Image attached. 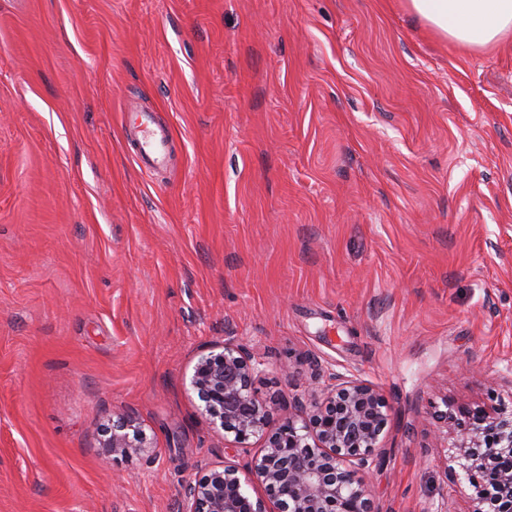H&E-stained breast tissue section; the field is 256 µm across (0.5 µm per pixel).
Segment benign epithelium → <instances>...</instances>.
I'll list each match as a JSON object with an SVG mask.
<instances>
[{
    "mask_svg": "<svg viewBox=\"0 0 512 512\" xmlns=\"http://www.w3.org/2000/svg\"><path fill=\"white\" fill-rule=\"evenodd\" d=\"M264 360L250 348L224 340L222 351L203 354L189 386L202 411L224 431V444L240 448L250 439L261 450L240 468L224 463L186 485L183 512H377L368 476L383 445L389 406L375 385L330 374L328 401L310 409L295 397L266 400L252 390ZM455 458L478 490L469 512H512V411L471 414ZM114 464L150 453L151 439L127 412L112 414L101 443ZM264 486L267 497L252 496L247 485Z\"/></svg>",
    "mask_w": 512,
    "mask_h": 512,
    "instance_id": "benign-epithelium-1",
    "label": "benign epithelium"
}]
</instances>
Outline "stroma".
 Returning a JSON list of instances; mask_svg holds the SVG:
<instances>
[{
  "mask_svg": "<svg viewBox=\"0 0 512 512\" xmlns=\"http://www.w3.org/2000/svg\"><path fill=\"white\" fill-rule=\"evenodd\" d=\"M228 336L260 397L379 387V512H469L432 414L512 408V36L406 0H0V512H181L258 453L189 387ZM116 412L151 455L103 464ZM154 125H157L154 114L148 111L131 115L130 126L138 129L135 132L122 121L131 154L141 170L146 172L166 166L169 159L171 134L168 130L154 129Z\"/></svg>",
  "mask_w": 512,
  "mask_h": 512,
  "instance_id": "1",
  "label": "stroma"
}]
</instances>
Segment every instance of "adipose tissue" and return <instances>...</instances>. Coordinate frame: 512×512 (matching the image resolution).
Wrapping results in <instances>:
<instances>
[{"instance_id":"ef3b65f1","label":"adipose tissue","mask_w":512,"mask_h":512,"mask_svg":"<svg viewBox=\"0 0 512 512\" xmlns=\"http://www.w3.org/2000/svg\"><path fill=\"white\" fill-rule=\"evenodd\" d=\"M441 37L466 47H482L512 32V0H408Z\"/></svg>"}]
</instances>
